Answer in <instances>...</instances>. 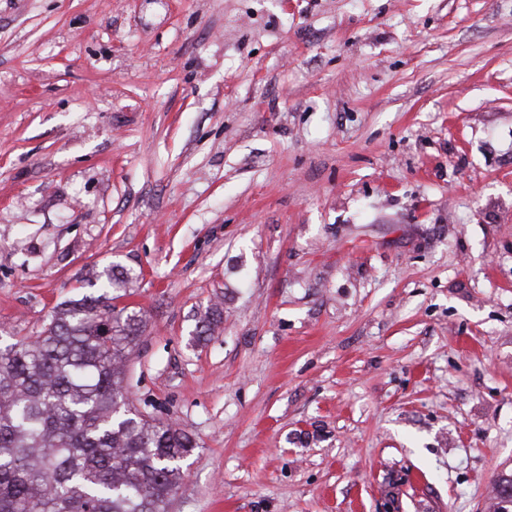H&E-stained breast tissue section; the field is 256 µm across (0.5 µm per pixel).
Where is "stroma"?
Returning a JSON list of instances; mask_svg holds the SVG:
<instances>
[{
	"label": "stroma",
	"mask_w": 512,
	"mask_h": 512,
	"mask_svg": "<svg viewBox=\"0 0 512 512\" xmlns=\"http://www.w3.org/2000/svg\"><path fill=\"white\" fill-rule=\"evenodd\" d=\"M113 262L166 512H494L512 0H0V342Z\"/></svg>",
	"instance_id": "35a3bbf8"
}]
</instances>
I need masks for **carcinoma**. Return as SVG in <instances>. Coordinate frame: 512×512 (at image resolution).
I'll list each match as a JSON object with an SVG mask.
<instances>
[{
	"label": "carcinoma",
	"instance_id": "1",
	"mask_svg": "<svg viewBox=\"0 0 512 512\" xmlns=\"http://www.w3.org/2000/svg\"><path fill=\"white\" fill-rule=\"evenodd\" d=\"M135 281L116 265L94 268L92 293L56 307L35 339L0 345V512H162L172 498L197 444L128 403L145 318L112 306V294ZM222 320L207 308L199 334ZM508 485L499 481L495 512H512Z\"/></svg>",
	"mask_w": 512,
	"mask_h": 512
}]
</instances>
